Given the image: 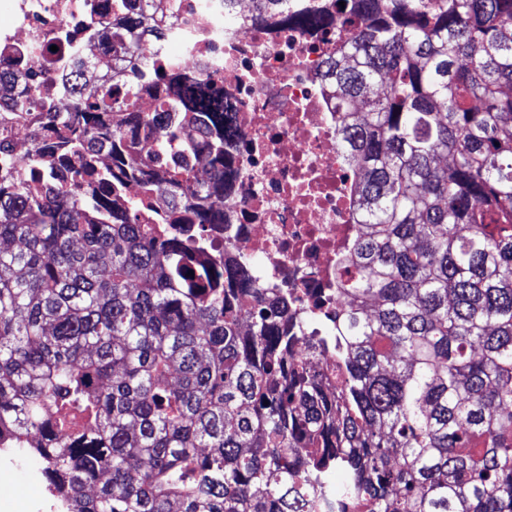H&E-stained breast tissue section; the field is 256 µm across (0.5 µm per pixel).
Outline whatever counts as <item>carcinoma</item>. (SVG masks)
<instances>
[{"mask_svg":"<svg viewBox=\"0 0 512 512\" xmlns=\"http://www.w3.org/2000/svg\"><path fill=\"white\" fill-rule=\"evenodd\" d=\"M288 2L254 7L331 22ZM344 2L355 32L322 88L363 231L345 305L307 337L336 350L331 396L290 360L308 318L164 228L224 223L207 79L172 77L163 128L103 84L25 176L0 165V448L34 449L66 512H300L332 470L344 512H512V0ZM89 21L123 40L122 18ZM126 136L148 145L138 169ZM174 147L208 160L209 187L170 167L115 193ZM168 184L183 210L163 218Z\"/></svg>","mask_w":512,"mask_h":512,"instance_id":"obj_1","label":"carcinoma"}]
</instances>
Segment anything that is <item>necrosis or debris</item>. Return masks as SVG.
<instances>
[{"mask_svg": "<svg viewBox=\"0 0 512 512\" xmlns=\"http://www.w3.org/2000/svg\"><path fill=\"white\" fill-rule=\"evenodd\" d=\"M105 0H0L13 17L0 32V58L10 63L0 79V140L21 166L49 130L38 102L28 111L11 99L31 94L35 74L52 70L49 109L75 112L79 98L99 83L131 77L137 62L116 55L94 31L92 13ZM236 25L224 21V0H137L132 11L150 23L129 28L133 42L159 60L176 58L188 75L205 74L224 90L232 132L224 138V195L216 205L219 255L235 257L259 288H284L289 310L336 304V265L357 225L349 220L348 160L336 143V114L323 97L318 74L345 27L296 28L255 14L253 0H235ZM70 36L77 49L54 68L40 43L46 32Z\"/></svg>", "mask_w": 512, "mask_h": 512, "instance_id": "4bbe7bcc", "label": "necrosis or debris"}]
</instances>
